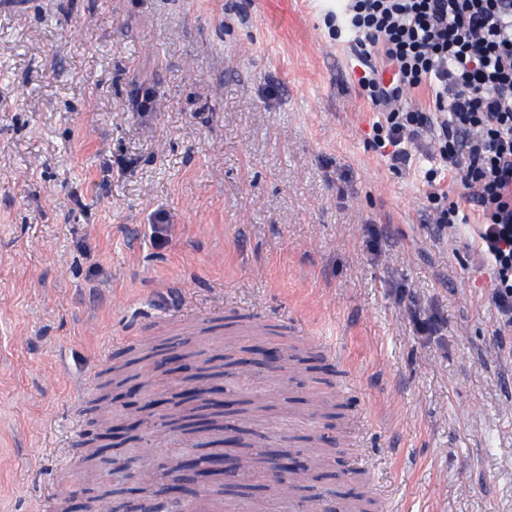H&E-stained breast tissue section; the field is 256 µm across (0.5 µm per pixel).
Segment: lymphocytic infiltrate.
I'll use <instances>...</instances> for the list:
<instances>
[{"instance_id":"obj_1","label":"lymphocytic infiltrate","mask_w":512,"mask_h":512,"mask_svg":"<svg viewBox=\"0 0 512 512\" xmlns=\"http://www.w3.org/2000/svg\"><path fill=\"white\" fill-rule=\"evenodd\" d=\"M348 34L364 70L359 88L381 114L372 143L392 168L409 147L431 141L459 190L433 188L437 224L477 212L478 250L492 269L500 316L498 351L512 335V0H342L325 21ZM431 91L426 109L402 105L406 91Z\"/></svg>"}]
</instances>
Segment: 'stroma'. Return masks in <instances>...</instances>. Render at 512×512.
<instances>
[{
    "label": "stroma",
    "mask_w": 512,
    "mask_h": 512,
    "mask_svg": "<svg viewBox=\"0 0 512 512\" xmlns=\"http://www.w3.org/2000/svg\"><path fill=\"white\" fill-rule=\"evenodd\" d=\"M337 0H0V512L82 493L104 371L237 316L342 354L336 436L379 512H512V364L477 219L392 169ZM413 298L430 324L420 331ZM436 174L430 172L428 174V183H430L432 191H430L428 198L434 204L433 220L434 224H457L460 213V205L458 202H448V192L444 189L433 187Z\"/></svg>",
    "instance_id": "obj_1"
}]
</instances>
